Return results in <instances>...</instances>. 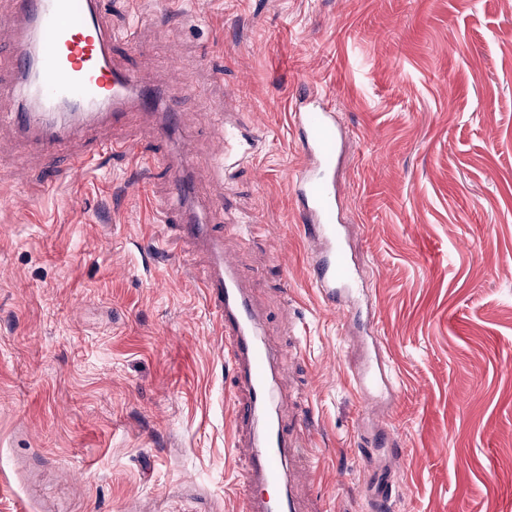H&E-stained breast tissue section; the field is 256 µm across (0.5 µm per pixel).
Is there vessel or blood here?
I'll use <instances>...</instances> for the list:
<instances>
[{
  "label": "vessel or blood",
  "mask_w": 512,
  "mask_h": 512,
  "mask_svg": "<svg viewBox=\"0 0 512 512\" xmlns=\"http://www.w3.org/2000/svg\"><path fill=\"white\" fill-rule=\"evenodd\" d=\"M14 6L13 15L22 25L9 62L20 77L29 78L38 102L15 113L12 124L50 151L100 120L122 123L138 79L116 59L104 0H15ZM289 125L300 142L302 161L287 179L304 235L312 246L313 284L323 303L339 314L349 342L371 344L375 355L374 365L354 364L350 371L358 397L377 420L376 432L362 437L360 453L371 477L370 508L383 512L395 492V472L378 467L375 454L385 447L398 459L402 451L387 445L388 413L375 391L380 388L393 394L397 388L383 353L375 311L346 302L362 283L338 206L336 163L346 131L336 120L335 105L312 89L293 98ZM189 166L185 150L150 156V170L170 173L174 181L177 222L212 257L211 270L202 281L203 295L222 318L224 360L245 397L234 421L237 427L255 431L253 450L240 480L245 512H274L276 496L290 491L298 478H311L312 473L296 469L300 450L294 442L295 430L284 429L272 415L271 354L258 332L255 309L240 285L236 266L224 253V239L198 211L185 208L193 194L184 178Z\"/></svg>",
  "instance_id": "vessel-or-blood-1"
}]
</instances>
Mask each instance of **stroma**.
I'll return each mask as SVG.
<instances>
[{
	"mask_svg": "<svg viewBox=\"0 0 512 512\" xmlns=\"http://www.w3.org/2000/svg\"><path fill=\"white\" fill-rule=\"evenodd\" d=\"M108 16L138 25L118 58L178 121L164 138L134 108L51 155L7 120L24 93L0 96V512H242L251 444L199 286L209 252L166 217L172 181L144 177L142 156L67 174L124 137L189 144L195 201L274 357L276 413L313 418L299 512H366L372 419L286 182L307 88L348 130L336 179L400 377L391 512H512V0H109ZM212 111L236 133L226 148Z\"/></svg>",
	"mask_w": 512,
	"mask_h": 512,
	"instance_id": "35a3bbf8",
	"label": "stroma"
}]
</instances>
